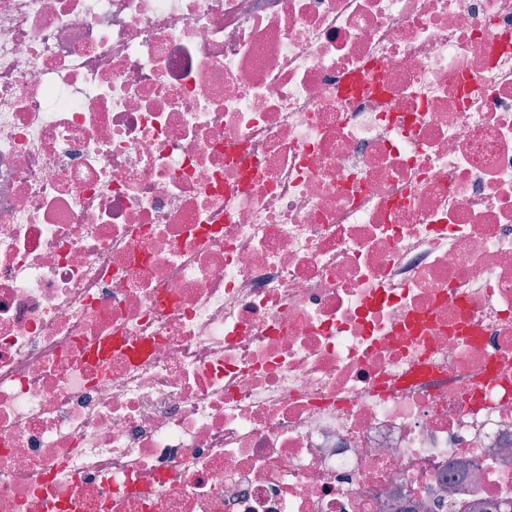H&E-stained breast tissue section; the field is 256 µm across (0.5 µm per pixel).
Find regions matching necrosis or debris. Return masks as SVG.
<instances>
[{
	"label": "necrosis or debris",
	"mask_w": 512,
	"mask_h": 512,
	"mask_svg": "<svg viewBox=\"0 0 512 512\" xmlns=\"http://www.w3.org/2000/svg\"><path fill=\"white\" fill-rule=\"evenodd\" d=\"M0 512H512V0H0Z\"/></svg>",
	"instance_id": "necrosis-or-debris-1"
}]
</instances>
